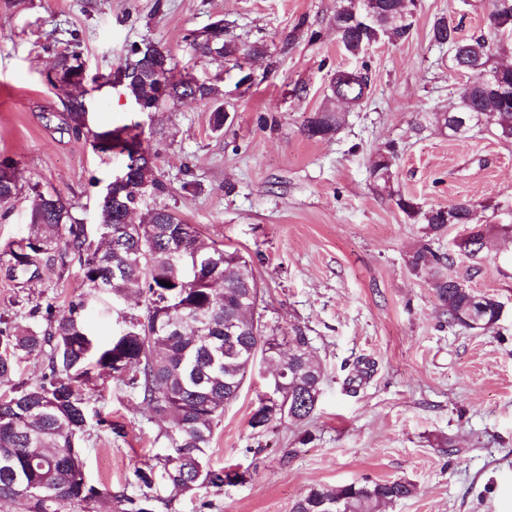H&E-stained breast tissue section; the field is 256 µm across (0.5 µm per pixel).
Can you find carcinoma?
<instances>
[{"label":"carcinoma","instance_id":"obj_1","mask_svg":"<svg viewBox=\"0 0 512 512\" xmlns=\"http://www.w3.org/2000/svg\"><path fill=\"white\" fill-rule=\"evenodd\" d=\"M374 2L376 19L363 26L362 0H337L332 24L344 50L355 58L383 38L395 43L410 35L416 0ZM488 6L492 27H512V0H488ZM432 32L438 44L451 50L457 69L500 76L493 89L461 86L453 109L434 113L436 123L453 134L462 132V121L468 128L484 125L512 139V66L490 64L497 44L483 35L465 38L443 18L434 22ZM186 40L204 57L216 50L231 60L239 53L236 43L206 28L188 33ZM130 53L135 60L127 68L139 71V77L127 80L124 88L128 98L142 100L148 110L185 97L214 98L212 86L176 75L173 58L157 46L133 44ZM55 72L61 89L66 81L83 80L78 46L60 56ZM330 91L338 102L360 105L369 94L365 67L336 71ZM341 120V113L325 107L307 118L303 131L328 138ZM63 121L73 134L91 139L95 151L126 155L131 189L123 190L113 204L99 199L94 238L59 195L36 190L30 199L28 236L5 251L15 279L39 280L75 260L86 291L61 314L46 311V326L40 330L0 328V501L18 503L21 512H97L98 503L112 497L111 490L89 482L80 446L88 425V400L80 387L94 368L115 374L124 391L150 410L166 440L162 452L127 478L134 493L117 496L122 512H155L158 502L170 504L202 487L220 489L241 482L244 474L211 464L213 424L238 397L256 356L277 362L284 345L296 352L288 362V376L260 400L250 425L265 430L307 420L323 383V372L310 355V338L299 327L290 336L266 335L248 320L263 302L249 261L224 249L178 211L156 206L143 210L136 224L121 222L128 210L139 208L146 193L161 196L168 191L156 164L158 152L144 145L142 133L132 128L93 131L81 98L68 99ZM393 159L391 149L372 168L376 186L390 195ZM16 171L17 162L0 159L1 207L20 194ZM397 205L435 237L450 224L471 225V256L487 247L486 230L473 224L475 204L470 200L424 209L401 196ZM446 260L425 244L408 256V265L428 276L448 321L471 330L495 324L500 303L444 275ZM164 281L170 286L162 285ZM102 292L115 299L135 294L143 305L141 313L123 317V328L106 344L97 342L84 321L87 303ZM232 320L249 322V335L226 336L224 326ZM30 355L46 357L48 374L36 384L12 382L19 360ZM413 492L414 485L402 479L315 485L294 503L292 512H379L382 504Z\"/></svg>","mask_w":512,"mask_h":512}]
</instances>
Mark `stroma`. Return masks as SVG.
Here are the masks:
<instances>
[{"instance_id": "stroma-1", "label": "stroma", "mask_w": 512, "mask_h": 512, "mask_svg": "<svg viewBox=\"0 0 512 512\" xmlns=\"http://www.w3.org/2000/svg\"><path fill=\"white\" fill-rule=\"evenodd\" d=\"M336 0H18L0 9V157L18 161L21 193L0 207V251L27 235L28 198L49 191L94 224L97 187L126 163L94 152L62 121V92L46 75L80 43L89 74L117 72L132 44L151 43L179 68L213 85L228 119L214 130L215 103L170 101L137 111L117 83L79 88L92 130L138 126L157 149L169 194L148 205L182 212L189 223L252 265L266 293L261 321L281 335L301 328L324 373L311 418L264 431L249 421L272 366L257 360L237 400L214 428L215 466L237 465L244 482L201 488L156 512H291L311 486L405 479L415 493L381 512H512V139L484 127L449 136L432 118L452 110L464 76L433 39L438 18L465 37L496 32L486 7L417 0L411 33L382 41L361 58L347 54L331 19ZM223 20L224 36L266 58L228 63L201 57L189 30ZM366 63L370 93L344 110L332 137L304 134V121L329 106L339 68ZM395 147V196L378 192L371 168ZM423 208L476 203L489 249L471 257L452 224L435 241L410 220L397 196ZM431 243L448 255V277L502 305L484 330L449 323L411 251ZM0 255V315L44 327L34 307L62 313L83 290L78 264L62 276L13 280ZM136 300L102 295L85 318L99 342L122 326ZM89 426L82 446L92 484L112 490L99 512H118L127 476L159 452L156 423L111 376L84 387ZM116 422L123 437L108 428Z\"/></svg>"}]
</instances>
